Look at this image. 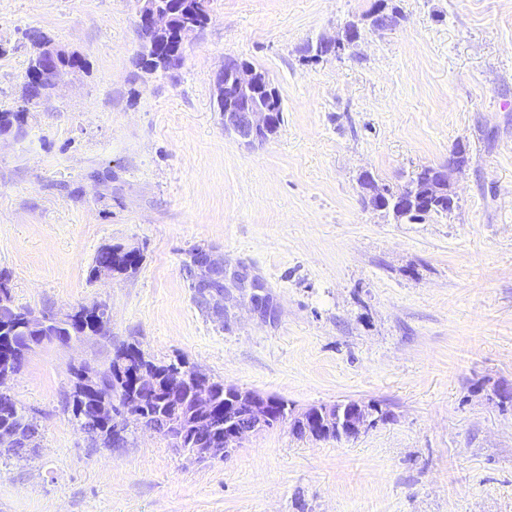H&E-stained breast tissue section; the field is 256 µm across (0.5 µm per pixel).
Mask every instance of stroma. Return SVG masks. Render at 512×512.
Here are the masks:
<instances>
[{"mask_svg": "<svg viewBox=\"0 0 512 512\" xmlns=\"http://www.w3.org/2000/svg\"><path fill=\"white\" fill-rule=\"evenodd\" d=\"M376 0H207L173 75H142L135 0H0V276L14 302L107 310L108 337L33 348L12 378L42 425L27 461L0 453V512H512V0H387L397 26L318 61ZM36 28L84 69L35 104ZM264 71L284 121L248 149L224 133L225 57ZM457 206L419 224L364 202L447 163ZM136 273L89 280L97 251ZM205 250L224 267L200 293ZM301 409L392 413L359 438L266 430L197 461L138 429L92 447L65 405L73 371L117 342ZM139 256L136 252L124 251L121 246H112L101 248L89 270V280H93L97 268L101 265L112 267H103L97 270L96 279L102 276H112V271L118 273L135 272L138 268Z\"/></svg>", "mask_w": 512, "mask_h": 512, "instance_id": "1", "label": "stroma"}]
</instances>
